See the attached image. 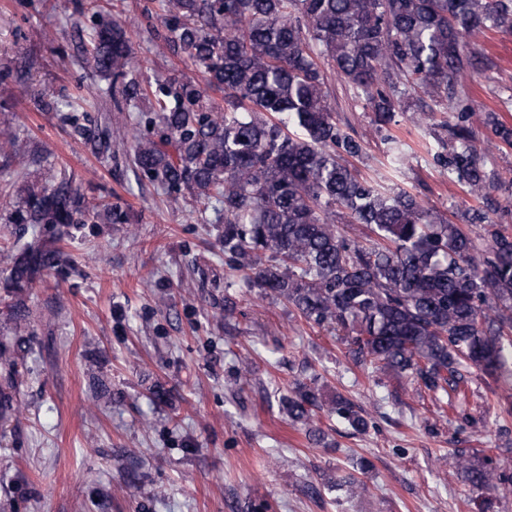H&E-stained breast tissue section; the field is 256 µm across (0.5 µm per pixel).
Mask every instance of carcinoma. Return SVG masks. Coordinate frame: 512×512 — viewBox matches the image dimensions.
I'll list each match as a JSON object with an SVG mask.
<instances>
[{"instance_id": "carcinoma-1", "label": "carcinoma", "mask_w": 512, "mask_h": 512, "mask_svg": "<svg viewBox=\"0 0 512 512\" xmlns=\"http://www.w3.org/2000/svg\"><path fill=\"white\" fill-rule=\"evenodd\" d=\"M161 27L145 9L163 49L203 73L155 87L136 77L140 61L119 19L102 25L82 63L121 81L125 106L150 103L133 126L132 161L141 180L169 196L219 205L224 265L248 288H261L305 322L342 333L346 354L374 373L402 375L412 389L442 402L466 399L470 369L512 374V233L493 215L512 209V193L487 167L470 126L463 78L477 55L465 37L480 30L512 35V0H160ZM328 61L346 90L373 112L378 128L395 122L406 88L427 94L452 122L435 161L481 202L483 233L437 217L415 195L390 192L347 164L363 142L344 133L324 88ZM222 94L217 103L210 93ZM90 138L112 157V122ZM19 129L0 128V155L20 172L35 159L16 149ZM19 202L7 222L33 230L3 252L5 287L30 288L65 264L62 242L77 224H126L128 214L91 200L70 179L0 182ZM363 224L369 245L338 230L336 219ZM294 423L325 411L364 434L368 414L343 396L324 401L305 383L280 398ZM457 473L495 492L512 472L491 459L454 451ZM336 491H366L353 475Z\"/></svg>"}]
</instances>
